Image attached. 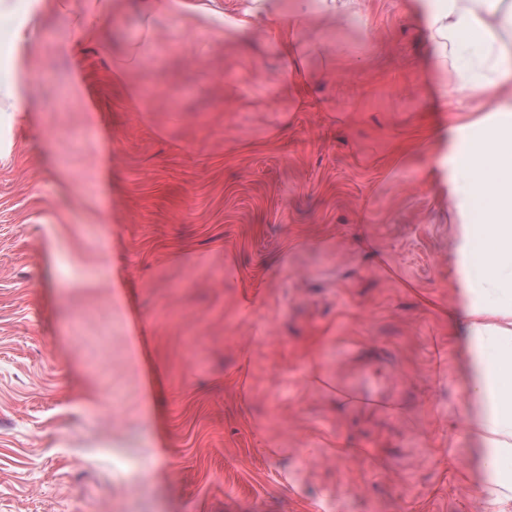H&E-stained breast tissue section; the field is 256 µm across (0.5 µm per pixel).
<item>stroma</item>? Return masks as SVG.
I'll use <instances>...</instances> for the list:
<instances>
[{
    "instance_id": "stroma-1",
    "label": "stroma",
    "mask_w": 512,
    "mask_h": 512,
    "mask_svg": "<svg viewBox=\"0 0 512 512\" xmlns=\"http://www.w3.org/2000/svg\"><path fill=\"white\" fill-rule=\"evenodd\" d=\"M65 14L0 157V512H484L420 15L301 36L298 94L261 25L234 50L158 23L143 111ZM70 51L60 54L59 41Z\"/></svg>"
}]
</instances>
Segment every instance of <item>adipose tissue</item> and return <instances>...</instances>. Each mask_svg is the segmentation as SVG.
I'll return each instance as SVG.
<instances>
[{
  "instance_id": "ef3b65f1",
  "label": "adipose tissue",
  "mask_w": 512,
  "mask_h": 512,
  "mask_svg": "<svg viewBox=\"0 0 512 512\" xmlns=\"http://www.w3.org/2000/svg\"><path fill=\"white\" fill-rule=\"evenodd\" d=\"M420 6L430 43L431 66L439 77L441 100L466 98L477 110L493 105L512 114V47L501 37L499 0H413ZM126 0H84L72 25L87 42H102V27L89 24L122 13ZM57 0H34V10L18 13L0 0V22L8 24L16 49L0 67V113L25 111L35 74L28 57L37 46L32 18L54 21ZM145 34L161 20H175L195 36L216 34L225 49L253 38L260 24H270L273 49L288 57L311 21L326 35L337 23L365 27L360 0H238L224 14L204 0H141ZM449 163L452 203L463 224L457 246L464 297L455 314L464 395L462 431L471 448L466 465L476 474L485 512H500L512 502V124L482 137L464 134Z\"/></svg>"
}]
</instances>
